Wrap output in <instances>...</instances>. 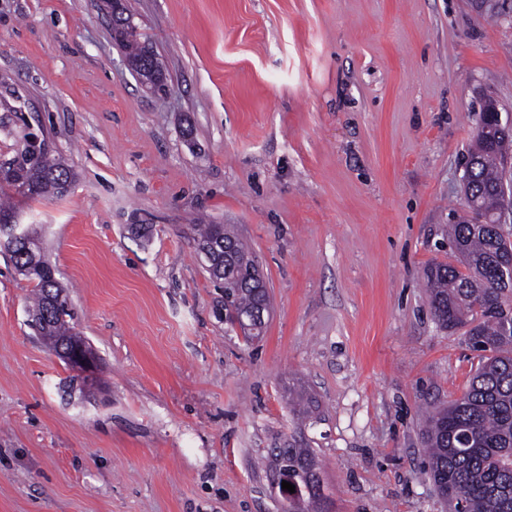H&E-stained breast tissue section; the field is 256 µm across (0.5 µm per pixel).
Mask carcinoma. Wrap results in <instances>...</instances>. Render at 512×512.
<instances>
[{"label": "carcinoma", "mask_w": 512, "mask_h": 512, "mask_svg": "<svg viewBox=\"0 0 512 512\" xmlns=\"http://www.w3.org/2000/svg\"><path fill=\"white\" fill-rule=\"evenodd\" d=\"M114 16V38L124 49L131 71L162 86L164 72L142 35L128 33V8L112 14V0H103ZM500 113L488 100L481 109L474 144L465 159L466 215L448 225L456 260L437 262L425 272L431 312L444 329L467 328L471 347L480 352L478 367L460 397L434 408L426 419L423 443L430 476L449 512H512V241L503 235L495 212L501 210L504 185L502 161L512 153V135L484 134L498 125ZM73 174L52 156L45 139L23 137L14 156L0 173V191L27 198H61ZM29 240L17 244L10 261L17 272L34 283L35 300L28 310L29 325L46 345L64 349L86 344L76 332L74 312L65 287L41 254L37 226H28ZM197 245H217L209 274L217 282L232 283L224 303L225 319L260 304L254 292L263 281L255 256L234 228L202 224ZM269 466L288 467V478L307 484L319 472L317 456L291 438L280 448L268 449ZM321 480L305 494L298 512H325Z\"/></svg>", "instance_id": "carcinoma-1"}]
</instances>
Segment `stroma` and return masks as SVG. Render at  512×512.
<instances>
[{
  "mask_svg": "<svg viewBox=\"0 0 512 512\" xmlns=\"http://www.w3.org/2000/svg\"><path fill=\"white\" fill-rule=\"evenodd\" d=\"M127 5L160 89L99 0H0V161L41 131L76 173L12 202L97 356L70 388L0 256V512H279L265 457L292 437L329 512H448L422 432L478 356L425 270L454 259L483 103L512 118V0ZM196 224L257 254L259 340L225 322ZM112 1H102L104 10L109 16L110 23L113 21L114 38L124 49L126 60L131 71L141 77L147 78L155 88L162 86L164 72L162 65L152 49L145 41H142V34L137 37L131 36L126 21L132 17L127 7L123 8L112 20Z\"/></svg>",
  "mask_w": 512,
  "mask_h": 512,
  "instance_id": "stroma-1",
  "label": "stroma"
}]
</instances>
